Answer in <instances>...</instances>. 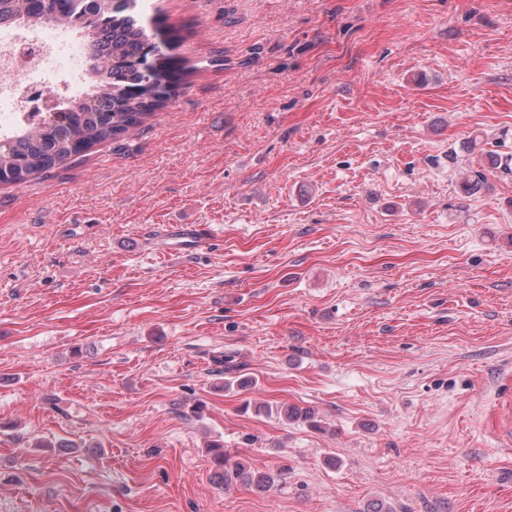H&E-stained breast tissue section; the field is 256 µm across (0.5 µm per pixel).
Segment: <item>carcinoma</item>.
I'll return each mask as SVG.
<instances>
[{
	"label": "carcinoma",
	"instance_id": "carcinoma-1",
	"mask_svg": "<svg viewBox=\"0 0 512 512\" xmlns=\"http://www.w3.org/2000/svg\"><path fill=\"white\" fill-rule=\"evenodd\" d=\"M65 24L91 48L84 92L65 98L34 122L0 131V184L20 185L37 173L95 146L130 135L161 109L178 79L170 50L180 34L145 14L144 0H0V28ZM290 422L317 425V412L290 406ZM211 464L225 486L241 482L263 491L274 475L231 460L224 444L208 445Z\"/></svg>",
	"mask_w": 512,
	"mask_h": 512
}]
</instances>
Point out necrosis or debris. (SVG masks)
<instances>
[{
	"instance_id": "1",
	"label": "necrosis or debris",
	"mask_w": 512,
	"mask_h": 512,
	"mask_svg": "<svg viewBox=\"0 0 512 512\" xmlns=\"http://www.w3.org/2000/svg\"><path fill=\"white\" fill-rule=\"evenodd\" d=\"M87 46L70 27L48 25L37 33L0 36V127L43 112L77 93L87 71Z\"/></svg>"
}]
</instances>
